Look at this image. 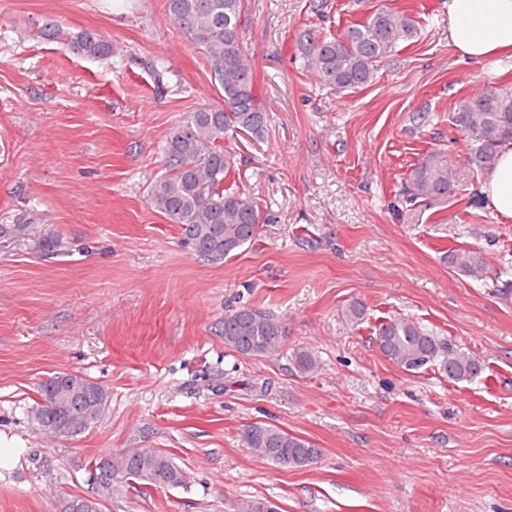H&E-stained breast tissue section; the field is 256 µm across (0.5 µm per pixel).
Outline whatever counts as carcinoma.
<instances>
[{
	"label": "carcinoma",
	"mask_w": 512,
	"mask_h": 512,
	"mask_svg": "<svg viewBox=\"0 0 512 512\" xmlns=\"http://www.w3.org/2000/svg\"><path fill=\"white\" fill-rule=\"evenodd\" d=\"M173 24L204 54L211 77L221 89V102L187 113L169 132L164 145V174L150 187V204L196 253L222 263L258 233L265 223L255 198L239 190L237 155L224 140L247 133L257 140L269 132L270 116L255 89V61L244 41L246 0H166ZM417 21L403 10L376 8L360 22L339 32L310 29L295 45L303 71L330 94H343L373 83L397 48L418 37ZM42 36L62 49L88 59L112 56V43L94 30L70 34L51 21ZM452 125L467 139V163L477 174H489L501 144L512 141V88L484 84L453 104ZM455 164L442 149H433L402 179L401 192L410 201L445 199L454 191ZM448 264L470 277L487 267L483 252L457 248ZM367 311L359 301L342 310L351 327L362 324ZM373 334L379 351L407 370L437 367L455 382L470 381L482 364L465 351L419 323L396 316L381 318ZM224 346L245 356H268L280 351L286 337L273 314L251 306H229L220 321ZM301 373L319 369L316 354L307 347L292 353ZM40 401L32 408L33 422L52 436H76L96 423L108 403V391L78 372H60L41 383ZM242 441L260 457L279 466L302 468L318 460L321 450L304 438L273 425L252 423ZM97 495L108 499L118 488L136 480L145 488L165 489L184 483L172 459L156 450L132 448L97 457L93 463ZM237 512H280L268 499H250L234 506ZM62 512H99V502L83 496L64 501Z\"/></svg>",
	"instance_id": "obj_1"
}]
</instances>
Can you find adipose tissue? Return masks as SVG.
<instances>
[{"instance_id": "ef3b65f1", "label": "adipose tissue", "mask_w": 512, "mask_h": 512, "mask_svg": "<svg viewBox=\"0 0 512 512\" xmlns=\"http://www.w3.org/2000/svg\"><path fill=\"white\" fill-rule=\"evenodd\" d=\"M448 42L474 63L512 52V0H448ZM483 193L495 212L512 216V143L501 146Z\"/></svg>"}]
</instances>
